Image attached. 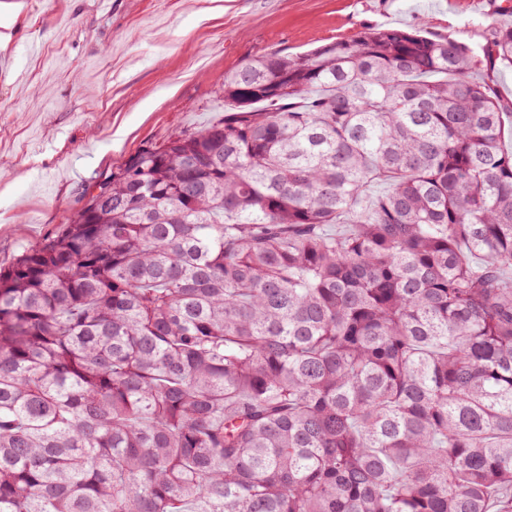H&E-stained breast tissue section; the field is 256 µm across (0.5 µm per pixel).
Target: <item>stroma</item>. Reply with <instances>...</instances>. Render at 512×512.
<instances>
[{
    "label": "stroma",
    "instance_id": "stroma-1",
    "mask_svg": "<svg viewBox=\"0 0 512 512\" xmlns=\"http://www.w3.org/2000/svg\"><path fill=\"white\" fill-rule=\"evenodd\" d=\"M512 0H0V266L137 149L222 115L224 77L366 27L482 44Z\"/></svg>",
    "mask_w": 512,
    "mask_h": 512
}]
</instances>
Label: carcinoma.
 <instances>
[{
  "label": "carcinoma",
  "instance_id": "1",
  "mask_svg": "<svg viewBox=\"0 0 512 512\" xmlns=\"http://www.w3.org/2000/svg\"><path fill=\"white\" fill-rule=\"evenodd\" d=\"M224 77L0 270V512H512V26Z\"/></svg>",
  "mask_w": 512,
  "mask_h": 512
}]
</instances>
